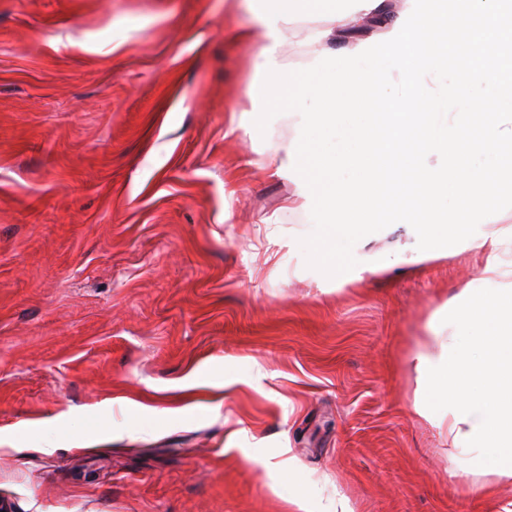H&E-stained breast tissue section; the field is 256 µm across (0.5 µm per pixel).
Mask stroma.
<instances>
[{
    "label": "stroma",
    "instance_id": "35a3bbf8",
    "mask_svg": "<svg viewBox=\"0 0 512 512\" xmlns=\"http://www.w3.org/2000/svg\"><path fill=\"white\" fill-rule=\"evenodd\" d=\"M241 0H0V497L14 512H512L451 475L410 355L472 252L334 290L308 216L225 135ZM252 166L241 167L243 157ZM94 444L43 440L81 428Z\"/></svg>",
    "mask_w": 512,
    "mask_h": 512
}]
</instances>
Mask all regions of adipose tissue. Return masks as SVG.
<instances>
[{"label": "adipose tissue", "mask_w": 512, "mask_h": 512, "mask_svg": "<svg viewBox=\"0 0 512 512\" xmlns=\"http://www.w3.org/2000/svg\"><path fill=\"white\" fill-rule=\"evenodd\" d=\"M251 0L263 31L251 98L287 113L270 177L310 214L314 263L337 285L420 265L465 244L485 259L411 361L417 414L448 437L456 469L512 483V0ZM313 56L286 69L285 30ZM308 105H298L300 97ZM402 250L362 251L380 228Z\"/></svg>", "instance_id": "ef3b65f1"}]
</instances>
